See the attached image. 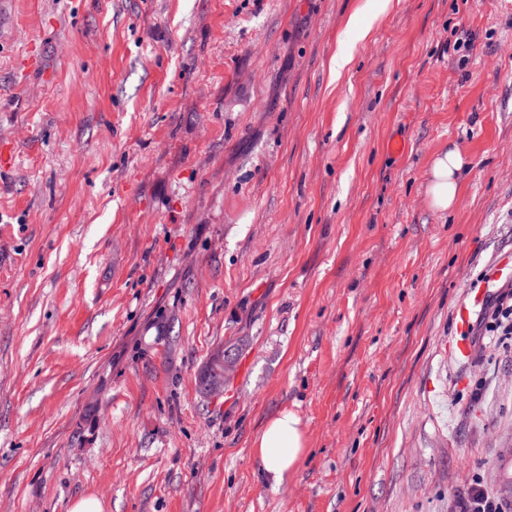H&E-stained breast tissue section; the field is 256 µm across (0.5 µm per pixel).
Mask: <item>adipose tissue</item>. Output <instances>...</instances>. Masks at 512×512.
Listing matches in <instances>:
<instances>
[{
    "label": "adipose tissue",
    "mask_w": 512,
    "mask_h": 512,
    "mask_svg": "<svg viewBox=\"0 0 512 512\" xmlns=\"http://www.w3.org/2000/svg\"><path fill=\"white\" fill-rule=\"evenodd\" d=\"M466 167V161L452 147L434 157L429 185V199L433 208L444 212L453 207ZM254 448L264 482L282 485L306 452L298 415L284 409L271 416L257 436Z\"/></svg>",
    "instance_id": "adipose-tissue-1"
}]
</instances>
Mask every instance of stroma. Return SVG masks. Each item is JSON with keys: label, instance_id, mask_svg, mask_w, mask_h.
<instances>
[{"label": "stroma", "instance_id": "stroma-1", "mask_svg": "<svg viewBox=\"0 0 512 512\" xmlns=\"http://www.w3.org/2000/svg\"><path fill=\"white\" fill-rule=\"evenodd\" d=\"M1 154L0 512L512 504V353L452 348L512 285V0H0ZM467 163L453 147L436 155L431 166L432 180L429 185V199L438 211L450 210L456 201L461 175ZM485 299V291L479 290L474 294H471L468 302H464L459 305L458 309L455 313V320L457 323V330L460 334L456 339L453 347L456 353L462 357H468L471 354L472 344L469 336L462 335L467 332L470 320L472 309L476 307H482ZM235 369V359L224 352V346L215 349L198 372V390L208 400L224 395V377ZM265 483L282 485L306 452L301 419L283 409L271 416L254 442ZM454 509V512H506V504L476 477L466 492L455 495Z\"/></svg>", "mask_w": 512, "mask_h": 512}]
</instances>
